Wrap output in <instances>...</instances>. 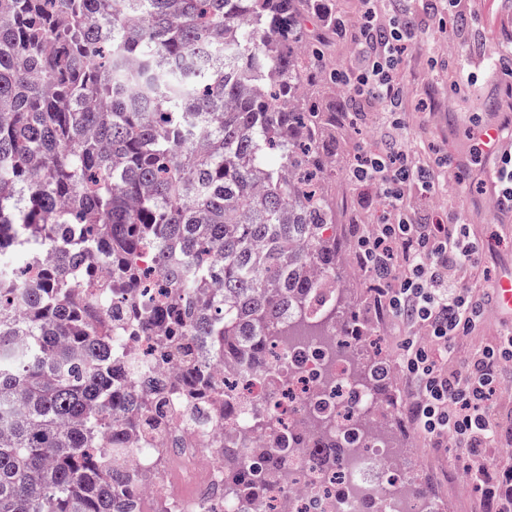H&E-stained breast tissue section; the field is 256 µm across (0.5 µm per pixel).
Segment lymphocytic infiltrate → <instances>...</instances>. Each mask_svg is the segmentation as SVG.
Returning a JSON list of instances; mask_svg holds the SVG:
<instances>
[{"label": "lymphocytic infiltrate", "mask_w": 512, "mask_h": 512, "mask_svg": "<svg viewBox=\"0 0 512 512\" xmlns=\"http://www.w3.org/2000/svg\"><path fill=\"white\" fill-rule=\"evenodd\" d=\"M360 20L337 17L336 28L349 38L356 66L331 69L339 88L363 105L401 104L395 74L422 31L418 17L397 8L381 15L377 0H362ZM395 137L361 152L351 172L371 186L383 218L359 231L356 259L375 282L371 301L380 317L399 331L397 369L412 388L411 422L432 447H453V461L481 491L492 512H512V467L489 471L487 449L508 433L496 421L490 402L500 387L504 363L512 361V331L495 346L474 347L465 359L456 342L468 336L490 301L470 276L483 246L472 240L459 217L444 224H417L407 203L411 189L440 191L430 167L417 161L400 119Z\"/></svg>", "instance_id": "1"}]
</instances>
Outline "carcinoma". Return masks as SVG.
I'll return each mask as SVG.
<instances>
[{"label": "carcinoma", "instance_id": "cac0c4a2", "mask_svg": "<svg viewBox=\"0 0 512 512\" xmlns=\"http://www.w3.org/2000/svg\"><path fill=\"white\" fill-rule=\"evenodd\" d=\"M0 0V512H144L146 475L112 466L131 435L166 429L208 389L210 362L267 377L273 343L332 320L357 335L336 236V119L322 108L335 0ZM43 268L41 283L27 272ZM112 305L102 321L101 306ZM175 380L146 384L121 338L129 317ZM352 358L376 395L377 362ZM341 407L305 406V431L224 440V489L243 507L296 473L294 449L340 472L371 435L334 431Z\"/></svg>", "mask_w": 512, "mask_h": 512}]
</instances>
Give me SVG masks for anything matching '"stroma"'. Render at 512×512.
Wrapping results in <instances>:
<instances>
[{
  "mask_svg": "<svg viewBox=\"0 0 512 512\" xmlns=\"http://www.w3.org/2000/svg\"><path fill=\"white\" fill-rule=\"evenodd\" d=\"M470 6L472 15L461 20V32L450 37L434 25L433 0H416L414 8L429 28L406 52L400 74L401 110L408 140L421 162H433L440 152L458 162L457 168L441 173L442 192L428 197L411 193L415 220L423 223L461 213L471 237L485 246L483 267L491 281L500 271L512 269V213L495 209L483 182L486 164L476 160L472 148L484 118L479 103L503 98L501 86L485 64L497 45L512 41V17L501 18L495 0H471ZM450 39L457 46L452 53L443 47ZM454 57L464 61L470 76L469 86L459 90L448 78L447 64ZM387 132L379 113L372 109L363 121L337 130V217L350 214L361 223L374 218L377 203L371 190L351 184L345 173L362 147L381 142ZM410 394V385L401 377L381 388L380 398L387 411L375 417L374 429L391 436L395 448L414 462L412 480L428 488L438 512H490L478 494L459 491V473L448 462L450 449L430 447L414 430L406 415Z\"/></svg>",
  "mask_w": 512,
  "mask_h": 512,
  "instance_id": "1",
  "label": "stroma"
}]
</instances>
